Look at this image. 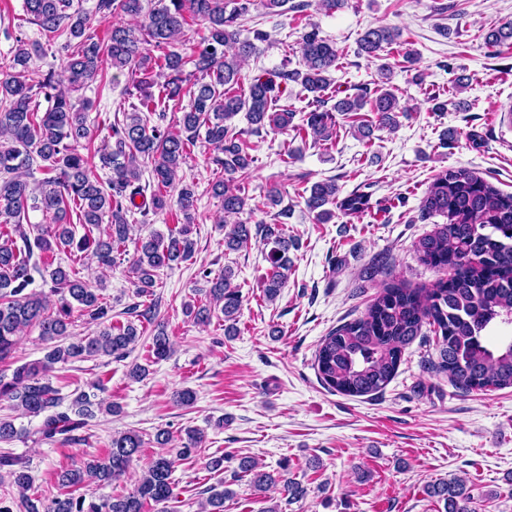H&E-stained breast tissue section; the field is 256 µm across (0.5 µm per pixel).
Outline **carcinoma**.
Returning <instances> with one entry per match:
<instances>
[{
	"label": "carcinoma",
	"instance_id": "1",
	"mask_svg": "<svg viewBox=\"0 0 512 512\" xmlns=\"http://www.w3.org/2000/svg\"><path fill=\"white\" fill-rule=\"evenodd\" d=\"M286 2L97 0L91 14L74 7L73 0H25L28 22L53 41L65 60L61 73L36 70L32 59L44 51L43 45L18 39L8 64L0 66V363L14 358L18 339L28 328H39L49 345L39 361L21 364L9 376L0 374V400L41 418L34 431L37 440L79 444L96 413L119 412L118 406L98 397L105 391L101 380L92 385L94 392L81 391L66 401L51 380L56 365L77 358L126 357L140 340L139 322L155 324L150 346L154 361L167 359L172 344L165 324L157 320L150 305H128L123 310L126 321L113 324L112 306L100 294L103 283L80 277L74 267L44 264L42 276L51 283L53 302L29 290L36 269L31 264L34 255L57 249L76 257L90 251L98 263L110 266L130 239L132 223L151 212L168 210L170 192L175 191L186 224L166 235L155 231L139 238L130 260L136 295L152 294L160 271L191 260L195 252L190 237L195 192L179 172L202 129L205 142L217 151L213 164L223 172L212 182L211 191L222 201L218 222L224 224V248L237 251L247 246L251 230L239 215L247 209L248 198L240 179L248 175L253 157L243 131L232 120L243 112L255 133L266 126L288 129L294 114L277 108V103L290 81L312 95L315 109L298 131L315 143L336 139L335 112L349 115L366 109L374 113L378 127L396 125L397 113L402 111L399 98L382 85L338 99L326 108L329 99L324 93L331 84L338 52L314 24L301 36L303 69L265 70L251 78L247 93H237L244 62L258 54L259 44L269 38L259 29L253 37L241 38L240 21L255 7L276 14ZM187 13L206 25L207 34L193 48L190 59L170 50L157 63L149 47L164 49L182 38ZM114 15L141 23L114 25L101 41L88 33L93 23ZM400 37L397 28L370 27L359 40V51L377 59L384 46L397 43ZM485 40L512 45V23L490 29ZM107 60L112 67L138 71L143 78L137 84L140 106L114 120L113 142L98 150L101 168L112 172L104 180L83 152L92 140L86 117L90 103L75 93L97 80ZM188 63L196 73L192 83L183 77ZM157 77L162 82L155 81ZM156 84L166 102L178 104L189 98V109L182 112L177 130L165 125L166 107L156 103L151 91ZM40 94L48 102L43 112L35 103ZM148 165L156 189L147 201L141 180ZM37 171L44 177L32 185L29 178ZM268 204L280 207L275 223L261 227L270 246L267 260L271 265L263 279L264 295L273 301L286 287L288 252L295 242L285 229L288 206L279 190L269 192ZM305 204L317 220L327 222L335 216L328 206L344 217H359L370 209V198L358 190L341 198L336 180L327 179L311 186ZM31 211L45 217V224L34 226V235L24 227ZM420 211L423 218H447V223L415 245L419 260L442 277L429 288L387 285L361 317L330 331L315 356L320 380L329 390L349 396L382 391L395 376L405 349L422 336L426 325L439 337V368L457 388L466 392L512 388V339H503L492 349L483 344L486 332L512 324V194L470 170L446 169L433 178ZM73 215L88 229L79 238L71 222ZM204 277L209 284L204 289L206 303H188L186 313L206 323L218 311L224 318V334L235 335L242 295L233 285V270L226 267L216 278L207 273ZM77 316L96 330L77 342L60 343ZM155 442L177 449L176 456L154 457L133 492L98 500L81 492L92 484L120 480L139 456L142 437L131 431L116 432L105 456H91L58 475V486L67 490L64 497L48 502L31 498L26 512H144L151 503L161 506L160 512H177L170 506L175 459L186 460L198 452L205 433L188 428L185 435L175 436L161 429ZM2 467L8 468L11 484L23 490L31 487L33 476L26 463L1 456ZM240 469L250 475L251 485L260 493L282 478L281 473L262 470L250 459L242 460ZM426 494L442 501L446 512H471L470 492L461 478L430 484ZM231 495L224 489L210 492L200 502L199 512H224V499Z\"/></svg>",
	"mask_w": 512,
	"mask_h": 512
}]
</instances>
